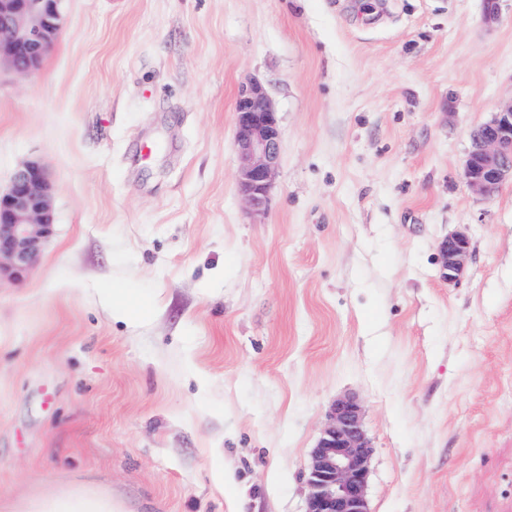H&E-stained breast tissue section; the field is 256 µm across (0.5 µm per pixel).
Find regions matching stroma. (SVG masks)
I'll list each match as a JSON object with an SVG mask.
<instances>
[{"instance_id":"35a3bbf8","label":"stroma","mask_w":512,"mask_h":512,"mask_svg":"<svg viewBox=\"0 0 512 512\" xmlns=\"http://www.w3.org/2000/svg\"><path fill=\"white\" fill-rule=\"evenodd\" d=\"M0 69V189L36 159L54 233L0 277V512H304L337 396L370 512H512V183L463 177L512 101V0H64ZM278 112L267 210L234 103ZM470 241L458 282L439 242ZM156 307L127 323L106 286ZM225 471L228 482L214 476ZM41 512H112V500L106 498L71 496L53 500Z\"/></svg>"}]
</instances>
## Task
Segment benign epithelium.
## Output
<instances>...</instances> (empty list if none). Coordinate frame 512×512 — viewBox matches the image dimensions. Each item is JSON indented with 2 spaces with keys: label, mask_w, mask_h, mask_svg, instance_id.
I'll use <instances>...</instances> for the list:
<instances>
[{
  "label": "benign epithelium",
  "mask_w": 512,
  "mask_h": 512,
  "mask_svg": "<svg viewBox=\"0 0 512 512\" xmlns=\"http://www.w3.org/2000/svg\"><path fill=\"white\" fill-rule=\"evenodd\" d=\"M62 2L0 0V53L15 71L40 67L61 30ZM234 120L240 189L252 211L261 214L279 164L281 129L260 82L238 89ZM463 174L470 189L487 200L512 181V102L473 132ZM52 191L49 172L38 160L19 167L8 189L0 191V273L21 279L36 263L53 233ZM439 254L441 278L458 280L470 255L468 237L449 235ZM371 452L360 403L350 396L337 398L312 451L306 512H369Z\"/></svg>",
  "instance_id": "benign-epithelium-1"
}]
</instances>
